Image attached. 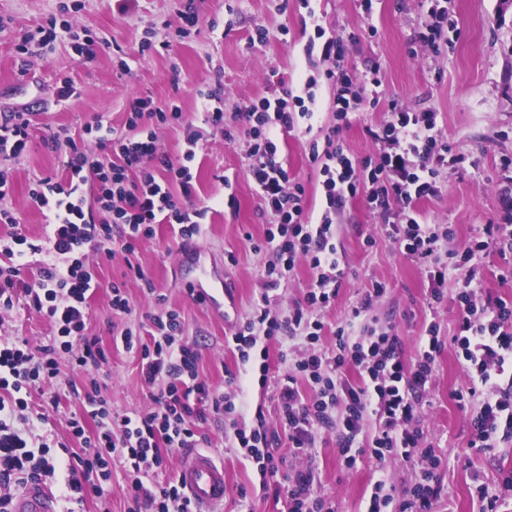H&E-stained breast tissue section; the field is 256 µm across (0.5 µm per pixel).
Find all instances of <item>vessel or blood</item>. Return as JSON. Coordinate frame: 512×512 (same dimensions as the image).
<instances>
[{
  "instance_id": "1",
  "label": "vessel or blood",
  "mask_w": 512,
  "mask_h": 512,
  "mask_svg": "<svg viewBox=\"0 0 512 512\" xmlns=\"http://www.w3.org/2000/svg\"><path fill=\"white\" fill-rule=\"evenodd\" d=\"M177 478L190 497L195 512H223L227 484L224 468L202 452L185 455ZM12 512H57L56 500L43 488H29L12 500Z\"/></svg>"
}]
</instances>
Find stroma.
<instances>
[{"label": "stroma", "instance_id": "stroma-1", "mask_svg": "<svg viewBox=\"0 0 512 512\" xmlns=\"http://www.w3.org/2000/svg\"><path fill=\"white\" fill-rule=\"evenodd\" d=\"M61 0H0V118L15 112L30 114L29 151L8 163L12 193L0 205L13 209L19 230L27 237L45 235L46 212L29 199L33 181L46 175L64 176V157L45 147L51 136L71 138L91 153H99L97 141L85 128L101 124L102 136L126 135L127 103L136 96L151 97L158 107L177 103L187 121L199 133L193 173L192 201L207 207L204 232L185 240L170 225L156 228L153 239L140 243L131 257L110 260L91 256L97 287L89 300L86 332L97 337L110 359L99 372L103 392L113 413L130 414L151 404L140 378L136 354L112 343V331L131 327L148 334L151 318L160 309L181 313L184 334L199 345V372L216 388H223L226 371L237 368V358L225 343L234 325L252 309L263 284L271 253L265 246L270 218L247 176L246 139L224 143L211 122L214 108L233 117L243 103L278 97L283 87L301 89L317 77L307 54L313 34L312 18H319L327 34L352 32L348 63L356 77L372 64H380L384 84L376 107H363L337 139L357 158L378 152L367 127L387 116L390 100L401 101L413 112L434 111L453 155L461 164L445 170L437 197L419 202L418 209L431 224L452 226L454 238L438 248L435 261L449 260V250L462 247L480 234L484 224L499 218L508 203L504 195L512 185V168H502L512 158V0H447L448 24L435 47L418 40L426 12L420 0H132L128 12H118L115 0H81L71 13L70 31L58 32L49 45L32 44V53L15 51L17 37L37 35ZM193 9L199 30L175 38L180 11ZM268 31L266 42L251 46L255 26ZM102 38L96 55L79 59L72 45L83 32ZM151 50L139 52L143 40ZM73 81L77 94L59 98L61 79ZM315 126L333 125L329 108L332 89L319 81L315 88ZM281 156L291 181L306 189L307 208L322 210L318 173L303 137L285 136ZM338 259L344 271L334 302L322 311L323 342L334 347V331L345 321L363 292L384 283L385 294L370 313L377 325L400 336L406 356H413L425 323L440 326L441 337H451L457 326L452 298L437 306L427 303L428 281L419 263L402 255L390 235L387 220L370 210L364 195L347 202L338 217ZM143 276H131L130 266ZM482 297L512 300V251H491L476 268ZM125 283L130 311L112 312L111 286ZM210 295L228 287L220 305L199 302L190 286ZM52 329L17 296L14 308L0 313V336H20L32 346L46 344ZM270 372L266 387L251 383L244 398L243 415L253 420L263 412L269 427H278L281 406L275 390L287 374L289 363L278 346L270 348ZM80 373L62 367L53 390L59 408L50 410L49 421L36 425L33 436L68 437L67 421L82 412L81 398L71 386H83ZM466 376L452 350L440 356L430 393V403L420 422L441 463L436 471L441 488L432 512H479L478 485H494L501 472L512 470V441L494 448L470 447L469 410L460 408L453 394L465 389ZM204 441L202 452L224 467L228 495L224 512H246L240 490L256 498L257 512H287L285 501L260 498V476L250 458L228 447L224 423L214 417L199 421ZM309 467L316 477V493L330 502L335 512H363L376 480L366 458L346 467L336 445V435L322 430L310 455L287 457L284 473ZM128 476L125 468L112 469V479L99 498H87L75 512H126Z\"/></svg>", "mask_w": 512, "mask_h": 512}]
</instances>
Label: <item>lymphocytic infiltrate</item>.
<instances>
[{"mask_svg": "<svg viewBox=\"0 0 512 512\" xmlns=\"http://www.w3.org/2000/svg\"><path fill=\"white\" fill-rule=\"evenodd\" d=\"M315 35L308 50L328 62L322 79L336 88V121L323 141L309 143L324 189L319 220H311L304 186L290 184L279 158L278 137L297 132L296 107L303 104L302 96L286 88L279 97L246 105L240 126L225 123L222 110L212 114L226 143H235L241 135L250 139L247 175L264 212L273 219L265 231L273 258L264 270L263 290L251 313L235 325L231 342L240 364L258 362L262 385L268 382L270 344L293 342V365L276 391L282 431L270 430L260 412L253 421L244 420L236 404L242 390L237 374L228 373L224 392L201 379L198 346L185 342L183 318L173 309L152 316L149 339L129 327L119 332L124 349L138 354L152 407L116 416L101 392L93 370L107 356L98 339L85 332L96 286L90 255L110 259L120 251L133 253L139 242L154 237L160 223L177 225L182 238L192 239L201 235L205 216L189 203L190 168L168 158L155 134L142 129L144 121L152 120L181 125L189 134L192 125L186 124L179 106L162 109L151 97H137L129 104L128 135L100 139L106 157L83 151L71 139L46 140V147L66 156L67 175L40 178L30 188L33 202L51 215L45 239L34 241L18 233L16 217L0 209V224L9 228L7 235H0V309H13L16 290H23L30 307L53 330L48 344L37 348L25 339L0 340V512H10L15 491L47 483L62 469L67 472L65 499L80 504L102 496L117 464L131 475L127 512H193L177 478L159 487L145 479L166 472L175 451L199 447L196 422L208 413L223 420L225 438L232 447L247 451L266 482L285 462L281 441H288L293 455H302L314 446L322 428L334 430L347 466H354L360 454L379 471L395 458L420 463V480L403 494H394L386 478L376 480L367 512H429L439 492L440 460L427 443L419 417L429 401L437 361L449 343L467 374L468 396L479 401L470 419L472 447L492 448L512 439V301L478 299L472 279L457 284L458 332L451 342H444L436 323H429L415 355L409 357L399 336L370 328L366 315L385 292L378 282L337 326L335 348L320 347L325 325L314 312L335 300L343 279L336 258V217L357 194L365 195L372 210L395 213V244L404 255L422 262L430 303L443 301L448 269L434 265L431 258L452 231L425 223L416 204L439 195L441 168L456 165L458 159L441 135L436 113L411 112L394 100L386 120L367 130L381 146L378 157H350L336 136L362 105L378 104L383 76L374 65L364 78L354 77L346 66L347 39L326 37L320 26ZM29 126L21 114L0 120V199L12 192L4 163L29 148ZM96 211L105 214V221H94ZM493 244L512 249V204L500 223L485 225L481 237L451 257L455 266H468ZM30 253L45 260L37 278L25 283L23 261ZM302 261L312 271L303 303L276 311L272 292ZM64 362L84 374L87 408L71 415V440L54 450L45 443H29L21 427L46 422L45 413L31 411L26 393L57 383ZM302 381L307 391H300ZM314 482L308 468L290 477L288 512H334L316 495Z\"/></svg>", "mask_w": 512, "mask_h": 512, "instance_id": "f902f5d3", "label": "lymphocytic infiltrate"}]
</instances>
